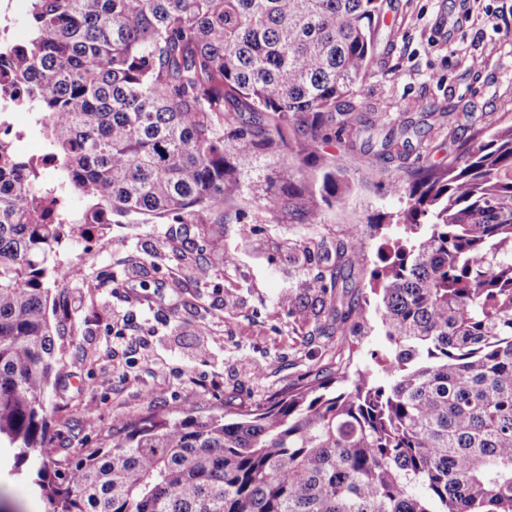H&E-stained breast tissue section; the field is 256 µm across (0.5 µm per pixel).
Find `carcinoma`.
<instances>
[{
    "label": "carcinoma",
    "mask_w": 512,
    "mask_h": 512,
    "mask_svg": "<svg viewBox=\"0 0 512 512\" xmlns=\"http://www.w3.org/2000/svg\"><path fill=\"white\" fill-rule=\"evenodd\" d=\"M382 0H27L6 62L45 141L42 162L0 137V446L15 469L43 448L65 354L47 306L70 278L64 232L114 218L199 224L224 238V201L256 153L288 203L345 187L324 143L372 126L348 98L374 54ZM76 189L83 207L70 205ZM405 235L371 292L387 383L350 363L245 414L126 423L32 478L53 512H512V123L474 130L443 167L413 170ZM361 230L336 246L360 257ZM299 322L353 308L317 277Z\"/></svg>",
    "instance_id": "obj_1"
}]
</instances>
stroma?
I'll list each match as a JSON object with an SVG mask.
<instances>
[{
    "label": "stroma",
    "mask_w": 512,
    "mask_h": 512,
    "mask_svg": "<svg viewBox=\"0 0 512 512\" xmlns=\"http://www.w3.org/2000/svg\"><path fill=\"white\" fill-rule=\"evenodd\" d=\"M424 109H417V102ZM375 127L343 133L326 145L349 190L324 206L316 223L296 212L266 211L281 194V166L293 156L257 155L227 201L224 247L235 266L194 274L198 225L112 224L64 237L59 259L83 269L88 287L65 282L53 316L64 326L66 354L52 376L53 410L46 429L47 463L105 444L122 424L189 408L243 413L335 369L353 349V364L376 382L389 344L375 309L344 329L300 324L277 302L292 291L314 306L318 272L295 258L309 240L335 246L354 224L363 229L365 259L344 268L345 301L361 303L380 248L403 234L381 223L407 206L393 192L420 166L444 165L476 126L512 119V0H384L373 61L350 98ZM401 129L400 153L387 154L383 130ZM378 154L375 164L367 155ZM15 449L0 448V503L52 512L49 500L14 470Z\"/></svg>",
    "instance_id": "obj_1"
}]
</instances>
